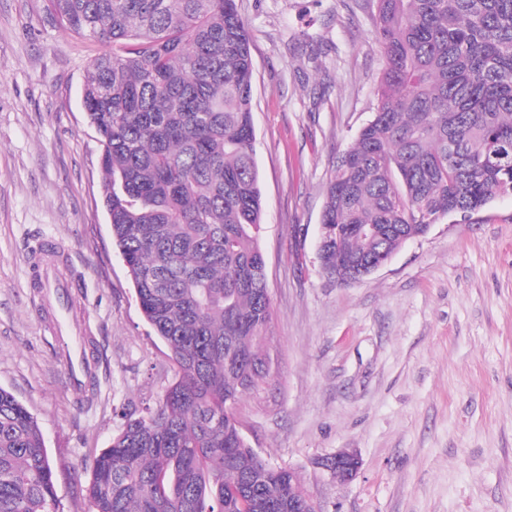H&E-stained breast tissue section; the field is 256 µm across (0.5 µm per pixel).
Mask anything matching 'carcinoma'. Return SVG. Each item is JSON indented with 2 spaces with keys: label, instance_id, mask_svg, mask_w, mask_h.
<instances>
[{
  "label": "carcinoma",
  "instance_id": "obj_1",
  "mask_svg": "<svg viewBox=\"0 0 512 512\" xmlns=\"http://www.w3.org/2000/svg\"><path fill=\"white\" fill-rule=\"evenodd\" d=\"M112 44L82 90L104 206L175 380L92 463V512H303L229 404L263 379L273 309L259 244L254 65L237 0H48ZM384 68L373 118L333 163L322 263L378 260L399 235L468 222L512 194V0H373ZM43 435L0 387V512H59Z\"/></svg>",
  "mask_w": 512,
  "mask_h": 512
}]
</instances>
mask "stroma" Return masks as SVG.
Masks as SVG:
<instances>
[{"label":"stroma","instance_id":"35a3bbf8","mask_svg":"<svg viewBox=\"0 0 512 512\" xmlns=\"http://www.w3.org/2000/svg\"><path fill=\"white\" fill-rule=\"evenodd\" d=\"M252 38L269 380L238 401L247 443L294 469L318 512H512V194L446 218L339 286L317 243L332 163L375 110L371 0H239ZM107 44L48 0H0V387L36 416L60 512H91V463L174 379L103 205L81 91ZM52 244L65 302L33 285ZM67 307L92 383L67 381ZM361 467L336 480L322 459ZM321 465L336 479L347 482L352 480L360 469V460L354 452L340 451L335 456L322 462Z\"/></svg>","mask_w":512,"mask_h":512}]
</instances>
